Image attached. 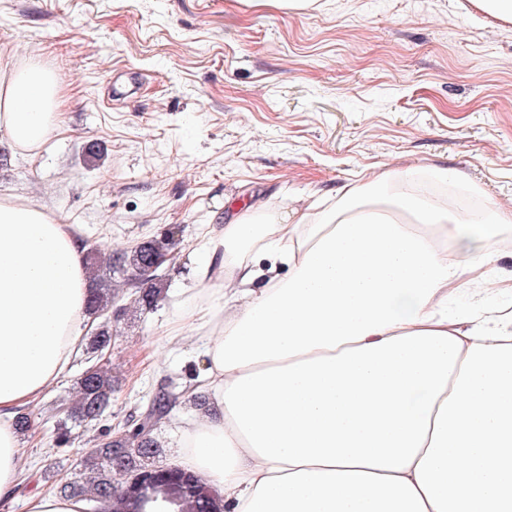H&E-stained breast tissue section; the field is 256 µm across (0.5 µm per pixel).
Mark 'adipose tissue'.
I'll use <instances>...</instances> for the list:
<instances>
[{
	"mask_svg": "<svg viewBox=\"0 0 512 512\" xmlns=\"http://www.w3.org/2000/svg\"><path fill=\"white\" fill-rule=\"evenodd\" d=\"M61 95L37 57L0 53V136L38 150ZM512 206L464 216L412 169L374 173L322 211L257 201L201 229L198 287L173 316L203 371L178 463L224 512H512V319L449 312L490 273ZM73 225L0 200V502L22 448L2 417L69 371L92 322Z\"/></svg>",
	"mask_w": 512,
	"mask_h": 512,
	"instance_id": "adipose-tissue-1",
	"label": "adipose tissue"
}]
</instances>
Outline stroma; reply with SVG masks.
Wrapping results in <instances>:
<instances>
[{
  "mask_svg": "<svg viewBox=\"0 0 512 512\" xmlns=\"http://www.w3.org/2000/svg\"><path fill=\"white\" fill-rule=\"evenodd\" d=\"M304 12L241 10L233 0H0V48L37 54L56 75L62 125L36 153L0 140V197L47 207L86 245L128 250L178 227L157 310L129 293L105 363L111 407L53 442L58 405L87 366L36 405L22 435L27 479L0 512L80 474L82 453L164 383L185 386L198 354L162 337L194 287L204 224L229 202L322 204L369 172L448 169L480 201L512 204V23L473 0H319ZM128 99L113 101L114 91ZM97 160H88L90 145Z\"/></svg>",
  "mask_w": 512,
  "mask_h": 512,
  "instance_id": "1",
  "label": "stroma"
}]
</instances>
